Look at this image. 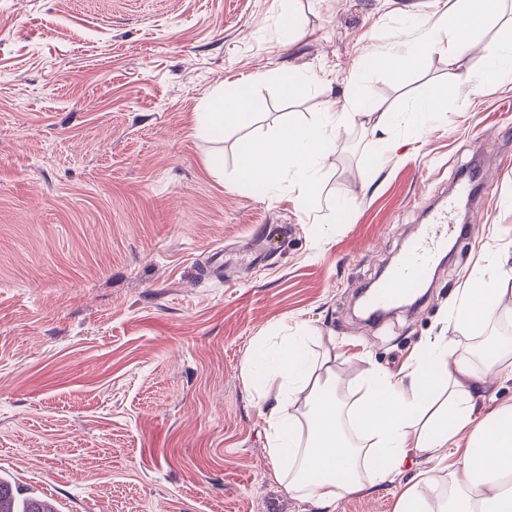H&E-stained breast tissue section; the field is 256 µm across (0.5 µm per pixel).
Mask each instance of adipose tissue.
<instances>
[{"mask_svg": "<svg viewBox=\"0 0 512 512\" xmlns=\"http://www.w3.org/2000/svg\"><path fill=\"white\" fill-rule=\"evenodd\" d=\"M506 2L445 0L405 61L469 50ZM263 109L259 98L227 94L205 113L202 129L217 137L229 127L246 128ZM393 120V112L374 102L357 113H327L319 126H282L274 139L253 142L241 154L239 176L253 182L288 173L299 196L309 197L313 172L342 126L360 121L382 132ZM511 282L512 266L501 260L474 270L450 303L454 324L495 320ZM271 351L276 395L264 415L267 453L290 494L335 512L346 496L386 484L394 512H512V403L487 412L479 406L489 379H512V337L485 336L477 348L456 336L427 339L423 355L400 372L366 370L350 402L338 392L335 348L309 353L301 337L283 336ZM419 456L432 467L417 482H403L407 463Z\"/></svg>", "mask_w": 512, "mask_h": 512, "instance_id": "1", "label": "adipose tissue"}]
</instances>
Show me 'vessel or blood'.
I'll use <instances>...</instances> for the list:
<instances>
[{
	"mask_svg": "<svg viewBox=\"0 0 512 512\" xmlns=\"http://www.w3.org/2000/svg\"><path fill=\"white\" fill-rule=\"evenodd\" d=\"M470 192V182L461 181L454 197L432 212L420 235L410 242L383 280L376 288L364 292L366 313L374 316L384 314L424 285L441 253L447 249L449 240L460 234L454 222V212L458 199L469 196Z\"/></svg>",
	"mask_w": 512,
	"mask_h": 512,
	"instance_id": "obj_1",
	"label": "vessel or blood"
}]
</instances>
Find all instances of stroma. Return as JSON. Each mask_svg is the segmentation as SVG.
Here are the masks:
<instances>
[{
    "label": "stroma",
    "mask_w": 512,
    "mask_h": 512,
    "mask_svg": "<svg viewBox=\"0 0 512 512\" xmlns=\"http://www.w3.org/2000/svg\"><path fill=\"white\" fill-rule=\"evenodd\" d=\"M441 6L0 0V476L58 512H320L272 474L245 356L265 336L334 337L353 397L364 369L398 372L444 333L477 260L512 254V84L484 82L480 52L376 62ZM304 72L323 86L284 94ZM458 72L471 76L459 100L417 112ZM240 78L264 112L201 133ZM372 99L397 120L343 131L315 200L298 203L286 176L238 180L243 142ZM474 164L492 180L470 206L477 232L422 308L363 321L354 291Z\"/></svg>",
    "instance_id": "35a3bbf8"
}]
</instances>
